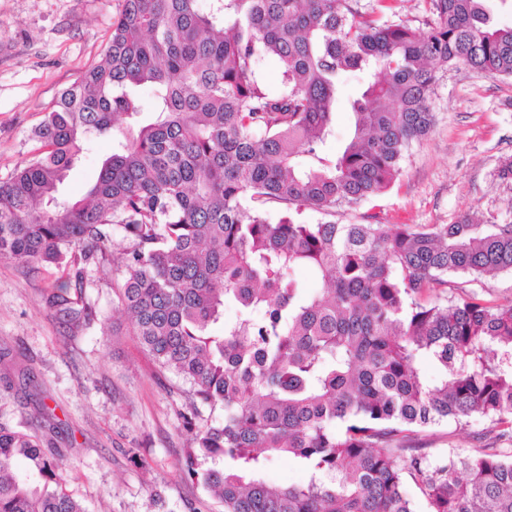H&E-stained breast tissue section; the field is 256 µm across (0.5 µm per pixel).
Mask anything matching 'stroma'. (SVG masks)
Here are the masks:
<instances>
[{
    "label": "stroma",
    "mask_w": 512,
    "mask_h": 512,
    "mask_svg": "<svg viewBox=\"0 0 512 512\" xmlns=\"http://www.w3.org/2000/svg\"><path fill=\"white\" fill-rule=\"evenodd\" d=\"M118 8V0H0V182L34 153L32 132L61 91L100 60ZM431 108L434 126L413 143L396 181L337 211V222L452 224L468 213L512 220V182L496 177L512 160V77L440 69ZM111 152L110 140L90 142L63 196L81 197ZM126 246L116 239L87 263L82 297L91 316L79 327L46 303L56 268L0 260V424L38 433L87 512H222L182 473L187 384L157 368L113 306L115 260ZM484 425L445 423L423 445L435 455L459 452ZM132 448L146 467L131 461Z\"/></svg>",
    "instance_id": "1"
}]
</instances>
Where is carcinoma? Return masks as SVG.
<instances>
[{"mask_svg":"<svg viewBox=\"0 0 512 512\" xmlns=\"http://www.w3.org/2000/svg\"><path fill=\"white\" fill-rule=\"evenodd\" d=\"M425 2L421 33L391 20L388 0H121L101 61L0 182V259L64 269L47 304L72 324L89 319L87 262L117 233L128 242L119 306L189 385L183 474L224 512H417L415 494L427 512H512V299L448 295L451 274L512 272V222L301 220L395 181L432 126L436 69L512 76V26L493 23L492 0ZM265 56L282 67L273 89ZM350 72L364 76L354 132L331 154ZM100 137L112 154L96 181L61 198ZM272 202L286 205L276 224ZM301 268L322 288L304 292ZM227 305L237 317L214 335ZM475 416L485 443L435 458L418 447L428 428ZM275 458L307 480L268 483ZM0 512H86L39 438L1 424Z\"/></svg>","mask_w":512,"mask_h":512,"instance_id":"carcinoma-1","label":"carcinoma"}]
</instances>
